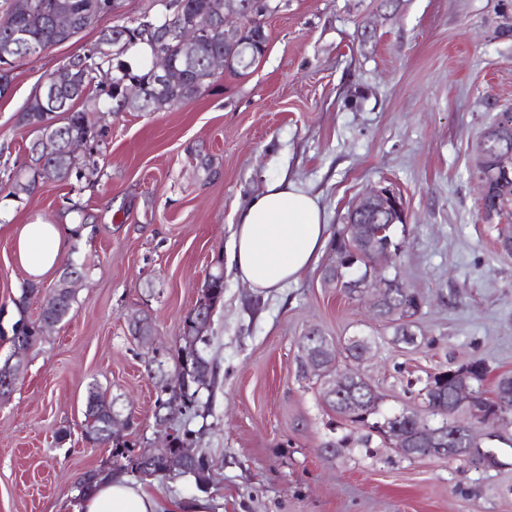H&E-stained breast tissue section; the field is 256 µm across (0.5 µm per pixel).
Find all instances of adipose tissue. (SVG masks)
Returning a JSON list of instances; mask_svg holds the SVG:
<instances>
[{
    "label": "adipose tissue",
    "instance_id": "1",
    "mask_svg": "<svg viewBox=\"0 0 512 512\" xmlns=\"http://www.w3.org/2000/svg\"><path fill=\"white\" fill-rule=\"evenodd\" d=\"M75 227L37 222L16 236L20 264L39 276L53 269ZM328 226L317 197L280 178L241 212L232 232L230 265L250 288L268 292L298 281L325 248ZM73 512H209L206 498L184 501L150 480L123 477L100 482Z\"/></svg>",
    "mask_w": 512,
    "mask_h": 512
}]
</instances>
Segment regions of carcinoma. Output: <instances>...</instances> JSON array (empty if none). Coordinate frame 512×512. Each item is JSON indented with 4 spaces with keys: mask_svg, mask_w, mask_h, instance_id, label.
<instances>
[{
    "mask_svg": "<svg viewBox=\"0 0 512 512\" xmlns=\"http://www.w3.org/2000/svg\"><path fill=\"white\" fill-rule=\"evenodd\" d=\"M113 0H6V13L0 18V47L13 44V51L7 57L0 56V92L10 86L14 68L39 54L47 46L56 45L63 40L74 37L83 30L96 25L105 15L114 14ZM163 12L153 16L150 23L159 27L164 23V13L181 11L188 19L205 22L217 9L224 8V0H163ZM60 13L70 14L76 23L75 29L67 34L57 29L55 16ZM264 14L248 20V26L242 32L241 40L246 51L247 62H236L225 72L244 77L263 58L266 51L268 34L263 22ZM144 22L133 25H115L102 31L104 44L101 48H92L87 53L69 60L66 67L78 77L80 91L77 94L67 90L59 105L52 109L40 99L39 93L29 98L19 117V123L31 129L34 137L29 142L27 161L19 170L7 175L10 182L9 194L17 197L21 194L31 195L42 184L50 181H67L71 177L89 178L96 174L97 167L81 160L70 147L73 140L89 138L104 142L107 134L102 116L127 110L160 111L161 103L171 102L175 105L196 97L198 88L211 86L209 60L216 54L224 53V29L211 26L203 38L191 46L172 53V61L179 67L184 79L182 83L158 88L152 81L151 64L158 51L171 48V44H160L144 40ZM142 54L143 63L135 70L124 60L130 53ZM112 71V86L105 90L98 82L99 71ZM137 80L142 93L140 98L128 105L123 97V85L126 79ZM91 101L90 109H79L80 101ZM499 132L492 138L481 142L479 155L488 162L477 171L484 175L486 193L483 197V212L487 218L502 217L512 214V126L503 125V120L496 122ZM391 219L385 220L376 215L374 209H360L348 215V224L333 240L332 247L336 260L326 271L324 283L328 287L343 290L354 298L363 288L373 287V282L366 280L367 265L359 260L361 271L353 274L345 266V261L352 256V250L363 254L369 250L387 248L398 251L391 236ZM82 268L72 263L66 264L54 287L49 289L41 305L37 319L31 320L21 316L12 325V342L14 349L26 352L40 343L46 331L60 324L69 315L75 302L76 291L74 278L81 277ZM402 279L395 274L384 285V300L373 309L374 316L384 326L393 330L395 338L407 345L416 343L414 337L407 335L410 322L403 317H414L423 297L420 294L405 295L399 284ZM200 300L215 310L224 301V277L212 274L205 280L200 293ZM197 318L189 314L185 321V331L180 347L181 355L175 366L176 383H163L157 386L154 401V415L179 414L186 419L199 415L201 410V371L211 368L210 376H215L214 365L206 357L200 345L207 344L208 326L196 324ZM130 335L142 344L151 340L153 326L146 314H133L128 319ZM307 360L317 364L323 371L336 369L338 359L330 349L327 339L320 335L306 353ZM432 386L431 392L436 400L432 416L445 419L448 398L453 382L448 375H433L426 382ZM349 409L344 411L332 400L326 401L336 413L370 430L361 437V444L367 446L371 433H377L383 442L391 448H401L400 457L412 459L417 457L418 449L413 445V425L406 417L396 415L384 416L381 404H371L369 391H347ZM114 399L107 395L97 384H92L86 394L83 432L90 444H112L113 465H103L84 473L81 479L79 495L84 496L93 491L98 482L110 479L117 471L128 470L134 474L151 472L156 475H190L196 485L201 486L209 480L211 460L196 446L194 431L184 427L171 436L174 450L171 458L157 454L153 449L130 447L121 438H110L107 433L112 418Z\"/></svg>",
    "mask_w": 512,
    "mask_h": 512,
    "instance_id": "carcinoma-1",
    "label": "carcinoma"
}]
</instances>
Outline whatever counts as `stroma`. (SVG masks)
<instances>
[{"label":"stroma","mask_w":512,"mask_h":512,"mask_svg":"<svg viewBox=\"0 0 512 512\" xmlns=\"http://www.w3.org/2000/svg\"><path fill=\"white\" fill-rule=\"evenodd\" d=\"M267 51L245 77L217 74L207 92L165 112L109 116L110 136L90 179L48 182L30 196L0 192V329L36 319L53 269L34 276L15 233L36 220L82 227L64 259L83 265L70 315L27 351L0 398V512H63L88 470L112 450L82 437L84 402L98 383L135 422L128 443L159 447L156 385L170 378L184 322L209 275L224 276L207 357L216 364L210 412L188 421L212 459L210 480L157 478L212 512H512V425L489 446L486 471L401 458L381 440L329 455L325 445L363 430L330 410L316 376L298 370L302 336L319 329L335 351L352 336L371 350L357 363L382 394V412H422L410 381L475 360L485 390L512 376V217L486 222L476 146L512 110V0H271ZM159 0H125L73 39L14 72L0 96V172L23 162L31 139L17 116L36 87L83 54L101 29L155 16ZM317 196L329 235L371 189L405 201L393 228L401 279L424 298L415 318L427 345L394 342L367 300L326 287L324 250L299 281L262 293L229 267L234 224L280 177ZM78 210H69V202ZM36 285L26 311L16 303ZM153 323L149 344L128 332ZM161 356L163 371L150 369ZM128 331L139 343L147 344L153 334V326L150 317L146 314L134 313L128 319Z\"/></svg>","instance_id":"stroma-1"}]
</instances>
